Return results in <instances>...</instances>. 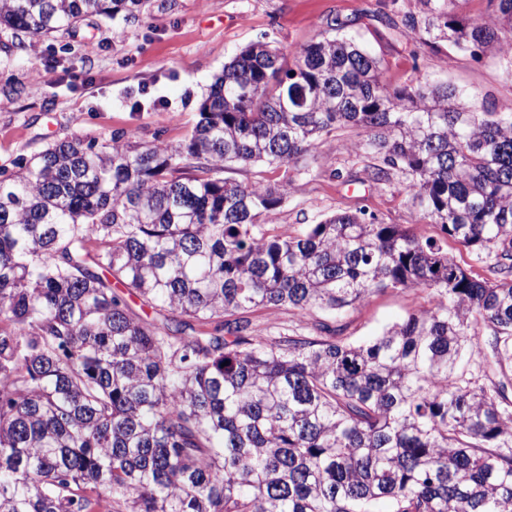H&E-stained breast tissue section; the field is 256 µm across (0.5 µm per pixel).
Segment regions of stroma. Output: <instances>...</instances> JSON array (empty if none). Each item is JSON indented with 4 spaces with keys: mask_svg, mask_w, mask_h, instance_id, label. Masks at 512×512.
<instances>
[{
    "mask_svg": "<svg viewBox=\"0 0 512 512\" xmlns=\"http://www.w3.org/2000/svg\"><path fill=\"white\" fill-rule=\"evenodd\" d=\"M416 7V0H151L138 20L93 17L75 35L35 45L0 30V168L73 137L106 143L121 130H135L143 144H179L197 123L215 77L242 49L264 41L291 52L319 37L333 18L381 59L393 86L445 82L479 112L512 100V64L501 55L434 50L385 25V16ZM44 66L51 82L39 77ZM362 137L361 130L340 129L320 141L319 162L237 167L223 175L242 183L290 177L273 221L291 230L363 207L386 223L438 235L405 193L403 174L382 188L364 182L368 160L355 148ZM426 301V293L412 289L372 295L348 313L345 334L369 339Z\"/></svg>",
    "mask_w": 512,
    "mask_h": 512,
    "instance_id": "stroma-1",
    "label": "stroma"
}]
</instances>
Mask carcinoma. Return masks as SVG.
Masks as SVG:
<instances>
[{
	"instance_id": "1",
	"label": "carcinoma",
	"mask_w": 512,
	"mask_h": 512,
	"mask_svg": "<svg viewBox=\"0 0 512 512\" xmlns=\"http://www.w3.org/2000/svg\"><path fill=\"white\" fill-rule=\"evenodd\" d=\"M148 2L0 0V27L36 44ZM459 2L386 23L512 64V0L476 24ZM341 30L248 46L177 146L76 137L0 171V512H512V104L394 87ZM345 127L367 181L404 173L440 236L364 208L290 232V181L218 177ZM388 288L428 306L348 342ZM264 308L322 317L262 332L245 313ZM448 252L451 253L456 260L473 275H478L479 277H485L487 275L485 262L477 260L473 253L457 245L451 240H448Z\"/></svg>"
}]
</instances>
